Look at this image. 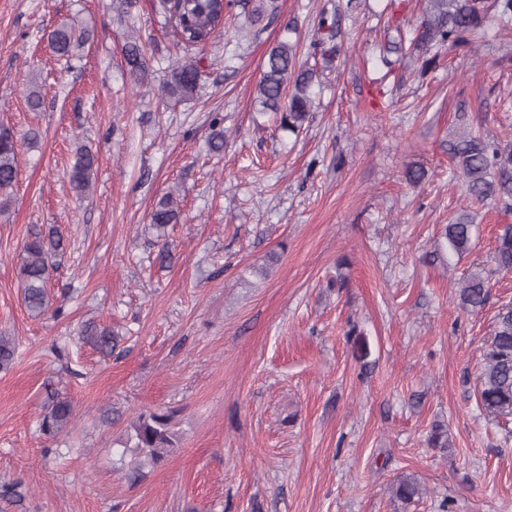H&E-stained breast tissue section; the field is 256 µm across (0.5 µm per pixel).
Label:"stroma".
Instances as JSON below:
<instances>
[{
    "instance_id": "stroma-1",
    "label": "stroma",
    "mask_w": 512,
    "mask_h": 512,
    "mask_svg": "<svg viewBox=\"0 0 512 512\" xmlns=\"http://www.w3.org/2000/svg\"><path fill=\"white\" fill-rule=\"evenodd\" d=\"M338 2L275 0L253 23L234 6L202 51L199 98L174 104L160 92L174 32L156 0H0V126L19 161L0 212V332L18 344L0 372V482L26 491L0 512H512V421L477 407L512 303V273L492 261L512 200L466 201L448 154L465 126L512 144V27L489 20L478 45L390 70L384 31L412 34L422 2L363 0L295 136L256 112L262 64L285 36L309 59ZM60 24L83 35L66 57L47 43ZM131 36L154 70L140 87ZM78 140L97 157L83 194L69 182ZM169 193L180 221L163 265L149 221ZM464 207L474 244L451 257L441 230ZM51 224L66 241L49 284L62 313L34 318L16 263L29 228ZM477 270L489 299L468 313L458 289ZM90 321L121 335V354L82 343ZM53 390L75 415L49 437ZM148 408L175 410L177 446L132 484L118 442ZM438 425L447 445L432 448ZM409 474L425 494L406 504L391 486ZM123 57L130 80L135 84H143L153 73L150 60L147 58L139 41L135 38L126 42Z\"/></svg>"
}]
</instances>
